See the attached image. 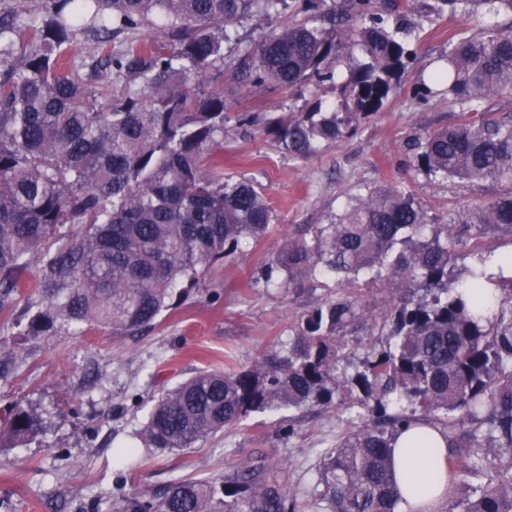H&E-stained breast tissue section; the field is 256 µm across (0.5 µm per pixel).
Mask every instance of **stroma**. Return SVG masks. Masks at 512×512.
Returning <instances> with one entry per match:
<instances>
[{
  "mask_svg": "<svg viewBox=\"0 0 512 512\" xmlns=\"http://www.w3.org/2000/svg\"><path fill=\"white\" fill-rule=\"evenodd\" d=\"M409 23L412 55L378 114L335 144L306 160L282 154L269 136L244 132L239 121L266 123L314 102H336L332 83L283 91L270 85L241 86L233 64L214 72L210 90L223 93L224 172L254 180L275 220L266 236L246 244L201 276L188 299L163 312L155 328L137 336L100 330L82 335H26L29 289L15 306L0 311V340L16 355L15 370L0 378V512H105L115 498L117 475L129 474L137 487L156 489L190 477L222 478L225 471L262 453L282 464L289 488L303 512L317 478L320 455L335 448L347 430V414L333 410L296 413V432L278 434L280 414H256L173 455L143 448V427L152 395L195 370L253 364L275 342L288 341L294 322L321 299L338 292L334 278L301 288H274L260 270L283 240L307 224H327L367 189L403 183L425 208L431 223L512 194V184L443 179L411 172L406 142L413 134L457 123L447 97L418 102L449 40L507 23V15L468 17L430 13L427 0H396ZM33 412L38 430L14 438L3 416L14 404ZM135 448L125 456L124 448Z\"/></svg>",
  "mask_w": 512,
  "mask_h": 512,
  "instance_id": "obj_1",
  "label": "stroma"
}]
</instances>
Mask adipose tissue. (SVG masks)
Segmentation results:
<instances>
[{"label":"adipose tissue","instance_id":"obj_1","mask_svg":"<svg viewBox=\"0 0 512 512\" xmlns=\"http://www.w3.org/2000/svg\"><path fill=\"white\" fill-rule=\"evenodd\" d=\"M446 443L437 432L419 437L402 433L394 451V478L400 493V512H417L428 501L443 498L448 475Z\"/></svg>","mask_w":512,"mask_h":512}]
</instances>
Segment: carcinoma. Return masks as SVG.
<instances>
[{
	"label": "carcinoma",
	"instance_id": "1",
	"mask_svg": "<svg viewBox=\"0 0 512 512\" xmlns=\"http://www.w3.org/2000/svg\"><path fill=\"white\" fill-rule=\"evenodd\" d=\"M436 10L503 12L512 0H436ZM286 9L297 19L245 49L242 79L284 91L333 78L329 64L362 46L367 62L339 86L337 106L290 112L264 131L293 159L352 135L377 114L411 55L400 26L372 0H43L0 16V311L26 287L38 256L37 310L28 335L104 330L135 335L156 325L187 290L273 221L259 187L224 175V93L207 89L237 25ZM363 21L355 31L343 18ZM162 21L151 41L112 39ZM89 33L98 57L79 71L68 53ZM448 69L434 79L460 121L413 135L411 167L426 175L512 183V115L493 98L512 94V31L448 43ZM132 73L140 86L112 83ZM82 227L79 237L68 228ZM512 234V194L446 224L398 184L355 198L330 224L287 238L263 269L289 288L318 274L342 291L306 310L294 338L255 363L200 370L151 398L139 437L182 451L254 414L343 409L358 394L351 430L323 456L311 492L324 512H397L392 471L397 436L429 426L445 439L448 512H512V275L458 265L456 240L469 233L476 263L494 251L482 231ZM396 282L382 328L388 347H370L355 373L346 336L367 323L360 279ZM7 425L36 430L21 405ZM487 479L464 500L458 486ZM111 512H299L282 468L260 459L221 481L184 479L156 493L127 487Z\"/></svg>",
	"mask_w": 512,
	"mask_h": 512
}]
</instances>
